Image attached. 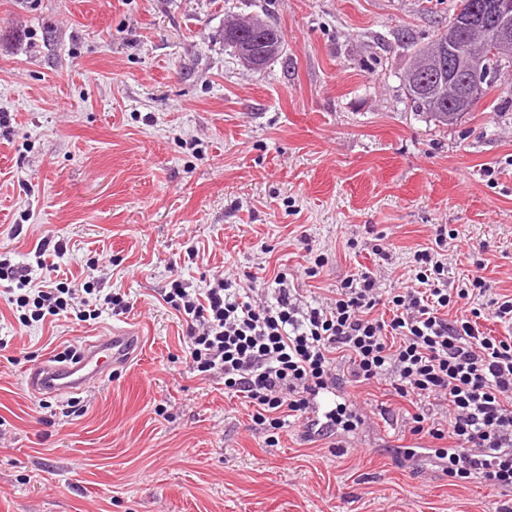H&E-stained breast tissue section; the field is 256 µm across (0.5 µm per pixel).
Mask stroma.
<instances>
[{
  "mask_svg": "<svg viewBox=\"0 0 512 512\" xmlns=\"http://www.w3.org/2000/svg\"><path fill=\"white\" fill-rule=\"evenodd\" d=\"M456 0H0V254L131 308L20 326L0 284V512H512V491L449 480L406 438L388 382L348 389L364 422L267 447L222 380L190 373L162 296L215 276L305 301L346 277L410 285L440 227L448 285L512 294V74L442 127L401 76ZM282 30L265 68L224 43L228 19ZM326 261L305 273L316 255ZM94 287L85 294L84 285ZM138 328L139 351L80 396L37 397L31 369Z\"/></svg>",
  "mask_w": 512,
  "mask_h": 512,
  "instance_id": "obj_1",
  "label": "stroma"
}]
</instances>
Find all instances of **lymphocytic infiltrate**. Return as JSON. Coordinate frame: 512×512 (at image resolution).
Here are the masks:
<instances>
[{"label":"lymphocytic infiltrate","instance_id":"1","mask_svg":"<svg viewBox=\"0 0 512 512\" xmlns=\"http://www.w3.org/2000/svg\"><path fill=\"white\" fill-rule=\"evenodd\" d=\"M449 231L414 254L415 283L382 295L370 273L347 277L329 302L309 304L285 289L275 300L255 301L252 291L216 279L196 290L173 284L162 296L186 324L188 366L224 380L227 395L252 405L255 427L276 447L289 416L311 438L351 431L355 412L338 403L310 419L312 406L336 389L388 378L412 407L401 425L410 435L448 440L447 473L453 479L481 474L495 487L512 486V336L485 335L476 298L487 291L475 276L445 289L438 258ZM11 280V298L23 326L45 322L72 307L63 288L34 286L30 270L0 260V280ZM447 408L438 421L435 407Z\"/></svg>","mask_w":512,"mask_h":512}]
</instances>
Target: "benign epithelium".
<instances>
[{"mask_svg":"<svg viewBox=\"0 0 512 512\" xmlns=\"http://www.w3.org/2000/svg\"><path fill=\"white\" fill-rule=\"evenodd\" d=\"M439 47L418 56L406 78V88L427 97L444 111L443 90L455 98L448 111L454 122L481 99L484 83L494 77L492 57L512 58V0H464L448 25ZM272 36L260 25L250 36L236 39L237 55L253 69L271 59Z\"/></svg>","mask_w":512,"mask_h":512,"instance_id":"obj_1","label":"benign epithelium"}]
</instances>
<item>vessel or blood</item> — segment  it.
<instances>
[{
  "mask_svg": "<svg viewBox=\"0 0 512 512\" xmlns=\"http://www.w3.org/2000/svg\"><path fill=\"white\" fill-rule=\"evenodd\" d=\"M140 341L138 332L133 329H116L112 333L95 337L70 362L62 363L53 359L41 362L31 371L28 386L38 395L81 393L110 369L128 363Z\"/></svg>",
  "mask_w": 512,
  "mask_h": 512,
  "instance_id": "vessel-or-blood-1",
  "label": "vessel or blood"
}]
</instances>
